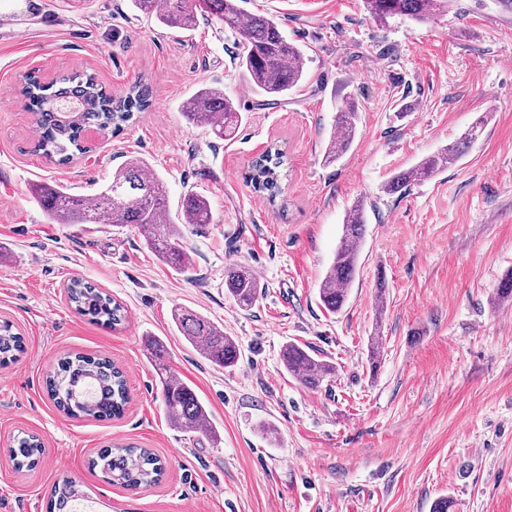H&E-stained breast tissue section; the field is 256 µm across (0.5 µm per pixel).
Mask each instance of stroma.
I'll return each instance as SVG.
<instances>
[{
    "mask_svg": "<svg viewBox=\"0 0 512 512\" xmlns=\"http://www.w3.org/2000/svg\"><path fill=\"white\" fill-rule=\"evenodd\" d=\"M48 2L50 34L35 21L0 25V320L25 344L0 367V512H48L66 477L89 495V512H431L441 497L453 512H512V303L495 300L512 272V14L497 0H450L423 22L379 21L362 0H238L243 13L277 19L306 54L300 90L269 105L237 67L238 35L210 17L183 31L130 0ZM75 74L115 94L148 85L152 105L62 165L36 150L21 89ZM205 86L243 109L233 138L183 117V101ZM349 99L361 109L356 140L326 162ZM480 117L481 136L458 160L383 193L394 172ZM271 146L287 156L283 210L245 179ZM135 158L164 180L171 215L189 193L211 205V224L183 229L189 271L160 261L135 225L57 224L33 197L43 182L93 194ZM359 201L368 224L358 273L331 314L318 288ZM231 263L258 279L251 310L224 291ZM75 277L119 301L125 324L80 316L66 293ZM179 307L236 340V366L192 349L172 321ZM154 339L205 404L212 433H183L164 417ZM289 342L333 363L330 381L311 390L288 375ZM70 352L122 368V417L74 418L54 405L46 377ZM26 435L44 453L19 468L9 450ZM114 444L154 452L162 481L140 491L109 483L92 460Z\"/></svg>",
    "mask_w": 512,
    "mask_h": 512,
    "instance_id": "stroma-1",
    "label": "stroma"
}]
</instances>
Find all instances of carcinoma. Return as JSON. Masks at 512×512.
Returning a JSON list of instances; mask_svg holds the SVG:
<instances>
[{
	"label": "carcinoma",
	"instance_id": "cac0c4a2",
	"mask_svg": "<svg viewBox=\"0 0 512 512\" xmlns=\"http://www.w3.org/2000/svg\"><path fill=\"white\" fill-rule=\"evenodd\" d=\"M133 8L150 15L171 28L191 30L197 15L206 13L225 27L240 32L238 67L255 93L269 101H278L298 90L306 79V60L301 49L283 32L280 24L265 15L242 14L237 0H131ZM368 14L384 21L394 16H407L425 21L448 11V0H363ZM28 107L36 116L38 149L47 156H58L65 163L69 151L86 153L82 130L95 125L104 134L121 129L134 113L149 105L151 91L136 85L124 96L114 97L92 76H73L59 83L43 84L31 78L25 87ZM182 114L188 123L211 129L216 137L243 122L244 115L224 91L204 87L182 103ZM359 107L352 102L342 104L332 123L333 133L325 150V161L333 163L346 155L358 133ZM484 119L476 121L460 141L448 145L417 162L412 168L393 174L383 192L393 195L412 184L426 181L448 167L452 161L475 143ZM284 155L270 147L254 160L248 179L256 192L270 203L282 193L278 169ZM35 200L51 214L57 224H111L120 227L136 224L141 228L146 246L157 258L177 269L192 265L183 246L182 224L200 227L212 223L211 205L195 194L184 197L181 219L174 221L169 212L163 180L148 171L137 160L112 176V181L94 195H82L57 184L41 183L34 187ZM367 224L363 204L354 205L347 213L342 234L332 263L326 270L318 296L330 313L341 312L348 301L359 264L360 245ZM224 287L240 309L248 311L256 303L259 285L253 273L238 264L224 268ZM67 298L81 316L112 328L127 319L124 307L102 289L80 278L67 284ZM173 322L185 340L211 364L231 368L240 359V350L231 336L207 317L177 308ZM24 352L23 339L8 321L0 323V365L16 361ZM286 371L308 388L316 389L331 375L335 367L314 358L296 343L282 350ZM161 403L169 422L182 432L211 430L208 411L195 391L176 374L159 368ZM51 396L64 411L93 418L118 415L128 400L123 371L105 358L87 357L79 353L64 356L49 377ZM42 453L39 439L28 436L18 440L17 465L32 467ZM94 465L101 467L113 484L128 490L151 487L159 483L164 467L148 448L125 446L102 450ZM84 493L75 481L64 478L54 486V508L67 512L69 504L79 501Z\"/></svg>",
	"mask_w": 512,
	"mask_h": 512
}]
</instances>
